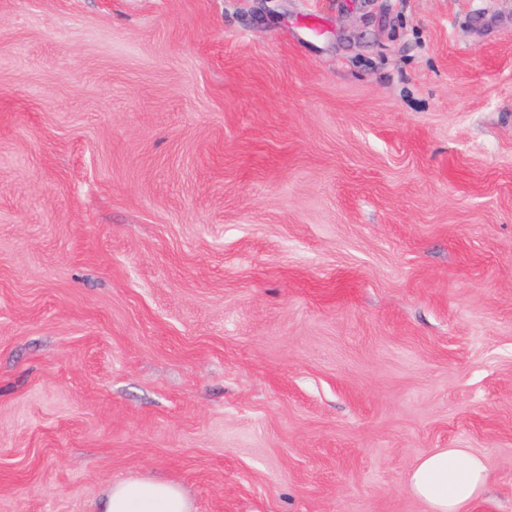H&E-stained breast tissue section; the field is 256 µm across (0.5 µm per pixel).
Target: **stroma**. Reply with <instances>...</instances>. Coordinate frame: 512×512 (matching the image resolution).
Segmentation results:
<instances>
[{"label":"stroma","instance_id":"obj_1","mask_svg":"<svg viewBox=\"0 0 512 512\" xmlns=\"http://www.w3.org/2000/svg\"><path fill=\"white\" fill-rule=\"evenodd\" d=\"M512 512V0H0V512ZM490 474L481 455L441 448L420 457L407 474L411 492L430 512H462L486 490ZM183 489L173 483L133 479L108 488L100 512H191Z\"/></svg>","mask_w":512,"mask_h":512}]
</instances>
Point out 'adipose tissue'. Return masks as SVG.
Instances as JSON below:
<instances>
[{
    "label": "adipose tissue",
    "mask_w": 512,
    "mask_h": 512,
    "mask_svg": "<svg viewBox=\"0 0 512 512\" xmlns=\"http://www.w3.org/2000/svg\"><path fill=\"white\" fill-rule=\"evenodd\" d=\"M489 481L482 456L464 448H441L424 455L407 474L411 492L430 512H462L481 497ZM102 512H192V504L176 484L133 479L108 488Z\"/></svg>",
    "instance_id": "1"
}]
</instances>
